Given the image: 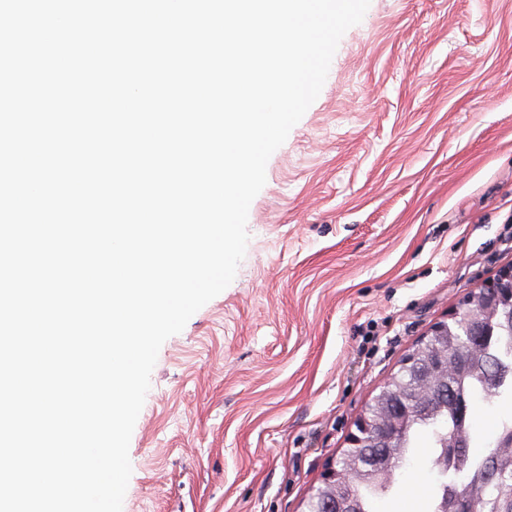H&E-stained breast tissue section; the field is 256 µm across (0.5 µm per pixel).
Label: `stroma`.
Wrapping results in <instances>:
<instances>
[{"instance_id":"obj_1","label":"stroma","mask_w":512,"mask_h":512,"mask_svg":"<svg viewBox=\"0 0 512 512\" xmlns=\"http://www.w3.org/2000/svg\"><path fill=\"white\" fill-rule=\"evenodd\" d=\"M247 230L159 351L123 512H305L401 358L512 264V0H370ZM432 455L379 512H429Z\"/></svg>"}]
</instances>
